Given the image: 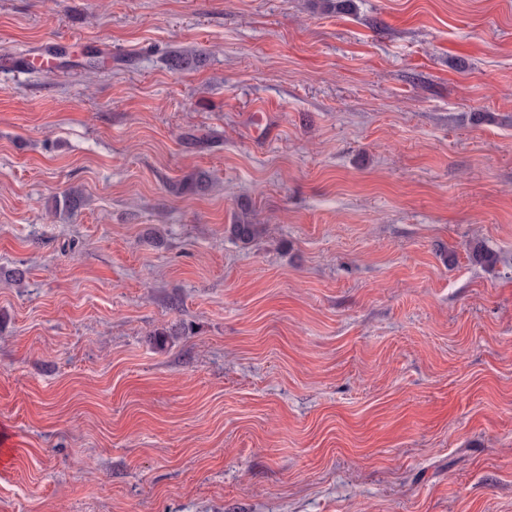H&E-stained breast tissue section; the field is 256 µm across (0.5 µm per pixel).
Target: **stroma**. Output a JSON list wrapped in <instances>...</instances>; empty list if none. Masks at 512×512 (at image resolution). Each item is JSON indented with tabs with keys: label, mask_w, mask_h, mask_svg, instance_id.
<instances>
[{
	"label": "stroma",
	"mask_w": 512,
	"mask_h": 512,
	"mask_svg": "<svg viewBox=\"0 0 512 512\" xmlns=\"http://www.w3.org/2000/svg\"><path fill=\"white\" fill-rule=\"evenodd\" d=\"M54 38L0 66V512H512V0H0ZM249 212L248 208L241 209V212L235 217L233 224L230 225L231 234L244 244L253 241L261 231L260 225L253 224L250 220Z\"/></svg>",
	"instance_id": "1"
}]
</instances>
